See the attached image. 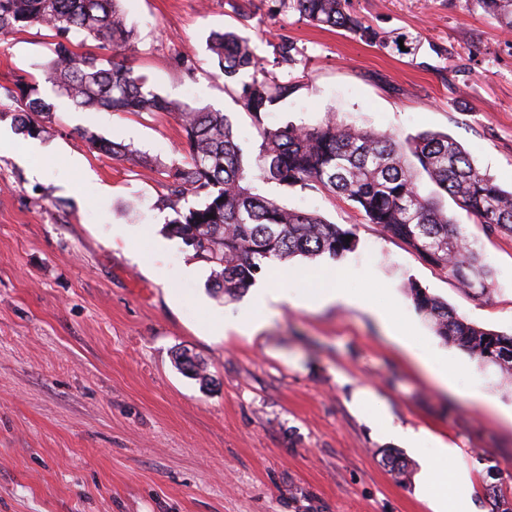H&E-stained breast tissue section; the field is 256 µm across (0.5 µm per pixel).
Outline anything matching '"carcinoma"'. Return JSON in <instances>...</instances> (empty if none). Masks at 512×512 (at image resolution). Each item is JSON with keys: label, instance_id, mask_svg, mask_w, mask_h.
Segmentation results:
<instances>
[{"label": "carcinoma", "instance_id": "cac0c4a2", "mask_svg": "<svg viewBox=\"0 0 512 512\" xmlns=\"http://www.w3.org/2000/svg\"><path fill=\"white\" fill-rule=\"evenodd\" d=\"M121 0H0V41L32 25L52 37V58L44 81L78 109L131 114L175 113L185 137L186 157L167 171L166 202L176 217L164 227L210 266V282L222 296L234 298L255 284L271 260L291 256L336 259L357 246L355 233L320 217L292 210L252 192L255 177L285 189L329 190L351 202L368 224H374L423 254L464 288L485 290L493 273L477 260L474 249L454 217L438 202L424 196L407 164L420 167L462 210L487 232L512 233V191L503 190L470 154L444 133H423L400 140L385 131L357 129L326 120L318 127L287 123L265 124L270 106L295 92L287 82L252 78L236 84L239 74L263 70L249 41L234 31L209 35L208 51L232 92L260 131L257 170L246 163L228 116L175 103L146 85L144 78L118 59L131 38L120 12ZM278 8L298 13L310 24L353 33L391 52L410 53L420 34L380 35L351 13L349 0H276ZM482 11L512 32V0H476ZM82 34L99 43L100 55L73 49L71 37ZM403 43H398V40ZM295 46L282 37L274 45L276 64L295 63ZM4 95L16 102L15 119L21 134L41 136L52 130L53 105L39 83L19 76ZM83 136L90 150L131 164L141 155L90 131ZM188 195L203 199L181 211L177 204ZM351 240H346V237ZM408 293L415 309L428 317L443 340L483 365L512 371V334L478 327L456 315L448 303L414 282ZM183 370L205 384L203 363L187 353L178 356ZM483 495L493 512H512V501L500 485L487 483Z\"/></svg>", "mask_w": 512, "mask_h": 512}]
</instances>
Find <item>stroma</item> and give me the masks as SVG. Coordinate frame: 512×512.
<instances>
[{
	"label": "stroma",
	"instance_id": "35a3bbf8",
	"mask_svg": "<svg viewBox=\"0 0 512 512\" xmlns=\"http://www.w3.org/2000/svg\"><path fill=\"white\" fill-rule=\"evenodd\" d=\"M134 30L125 55L155 92L227 114L248 156L261 137L207 49L235 30L263 58L267 78L298 90L266 123L325 120L398 137L445 133L503 189L512 188V32L475 0H350L378 32L420 34L414 55L389 53L342 30L315 27L274 0H253L241 19L227 0H122ZM288 37L295 65L273 66ZM51 58L44 28L0 44V86L41 75ZM52 134L31 151L14 111L0 109L12 144L0 151V512H431L414 482L390 471L392 451L459 448L476 489L502 484L512 499V373L485 367L437 336L407 294L415 282L485 329L512 331V234L487 233L418 172L493 271L478 293L385 235L341 197L253 181L255 193L353 229L341 258L274 261L291 296L337 285L368 294L378 314L336 303L276 306L252 335H211L214 314L235 323L250 292L216 296L210 268L162 227L167 168L182 161L183 133L169 115L84 112L57 96ZM138 150L144 163L90 151L84 131ZM83 166H74L72 156ZM339 278H331L334 270ZM187 349L211 383L174 362ZM441 352L457 381L438 384L415 354ZM368 389L393 424L420 432L419 450L379 440L352 405ZM485 401L471 399V392Z\"/></svg>",
	"mask_w": 512,
	"mask_h": 512
}]
</instances>
